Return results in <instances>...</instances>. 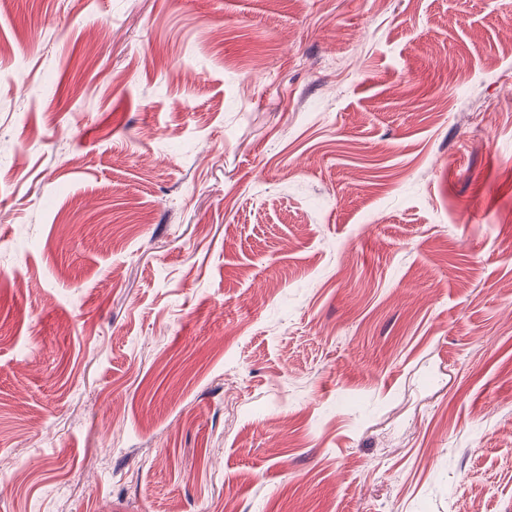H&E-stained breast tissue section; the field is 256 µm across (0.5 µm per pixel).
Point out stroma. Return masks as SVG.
I'll use <instances>...</instances> for the list:
<instances>
[{
    "mask_svg": "<svg viewBox=\"0 0 512 512\" xmlns=\"http://www.w3.org/2000/svg\"><path fill=\"white\" fill-rule=\"evenodd\" d=\"M512 0L0 9V512H512Z\"/></svg>",
    "mask_w": 512,
    "mask_h": 512,
    "instance_id": "stroma-1",
    "label": "stroma"
}]
</instances>
